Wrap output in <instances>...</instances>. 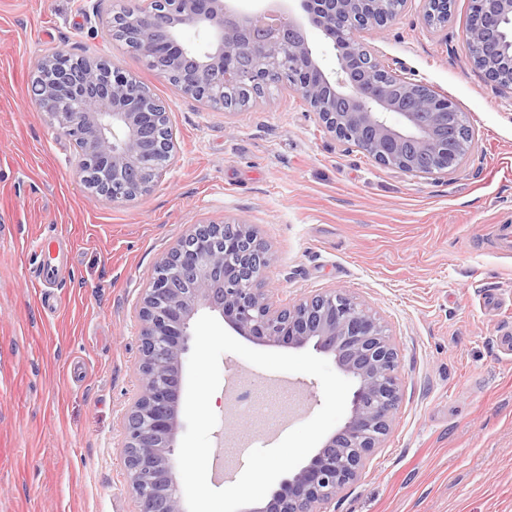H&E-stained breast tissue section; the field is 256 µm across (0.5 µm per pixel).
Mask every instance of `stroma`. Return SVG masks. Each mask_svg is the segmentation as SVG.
Here are the masks:
<instances>
[{"instance_id": "1", "label": "stroma", "mask_w": 512, "mask_h": 512, "mask_svg": "<svg viewBox=\"0 0 512 512\" xmlns=\"http://www.w3.org/2000/svg\"><path fill=\"white\" fill-rule=\"evenodd\" d=\"M134 0H0V512H135L124 416L139 393L137 311L160 258L195 224L244 222L271 248L281 305L340 288L398 350L402 399L381 448L331 512H512V91L474 67L470 0L443 28L421 0L363 34L394 74L449 98L474 131L449 176L415 177L335 140L293 90L240 112L183 95L100 24ZM109 59L163 103L175 157L145 194L92 196L75 144L35 111L44 55ZM212 441L241 476L323 404L313 376L220 358ZM290 382L265 429L232 392Z\"/></svg>"}]
</instances>
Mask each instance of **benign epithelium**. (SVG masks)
<instances>
[{
    "label": "benign epithelium",
    "instance_id": "7a95c632",
    "mask_svg": "<svg viewBox=\"0 0 512 512\" xmlns=\"http://www.w3.org/2000/svg\"><path fill=\"white\" fill-rule=\"evenodd\" d=\"M235 0H163V23L138 11L139 23L120 40L148 65L179 76L180 91L219 99L224 87L262 91L281 70L327 133L383 166L415 176L450 175L473 137L453 103L416 82L391 77L379 57L349 37L382 30L414 0H288L242 12ZM430 25L451 15L452 0H422ZM465 38L473 65L512 90V0H472ZM332 41L336 68L326 69L308 28ZM204 41L189 46L181 32ZM40 116L80 143L78 173L92 171V196L126 202L162 175L173 143L160 136L169 123L142 85L101 57H79L33 91ZM270 248L248 224H197L157 263L139 309V394L126 413L123 445L128 490L136 512H187L177 478L184 358L199 311L219 313L237 334L269 345L312 347L334 356L353 383L350 416L309 463L283 481L255 512H328L381 447L401 393L398 353L386 326L342 289H329L279 309L265 288Z\"/></svg>",
    "mask_w": 512,
    "mask_h": 512
}]
</instances>
